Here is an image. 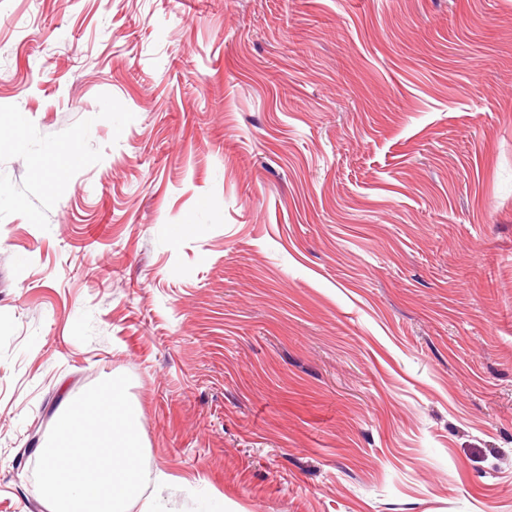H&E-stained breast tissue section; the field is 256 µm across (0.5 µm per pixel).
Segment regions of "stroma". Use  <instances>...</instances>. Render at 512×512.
Listing matches in <instances>:
<instances>
[{
	"label": "stroma",
	"mask_w": 512,
	"mask_h": 512,
	"mask_svg": "<svg viewBox=\"0 0 512 512\" xmlns=\"http://www.w3.org/2000/svg\"><path fill=\"white\" fill-rule=\"evenodd\" d=\"M121 374L169 512H512V0H0V512Z\"/></svg>",
	"instance_id": "35a3bbf8"
}]
</instances>
